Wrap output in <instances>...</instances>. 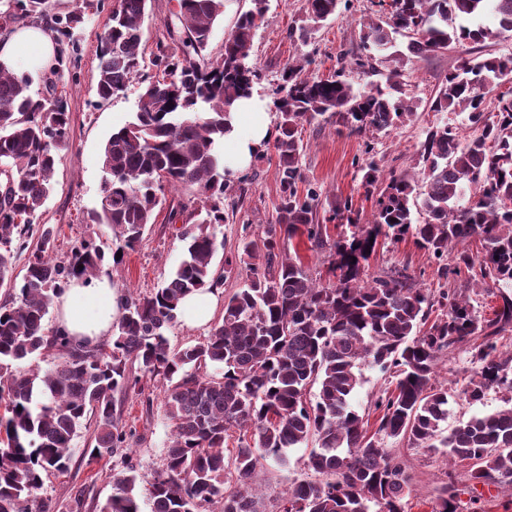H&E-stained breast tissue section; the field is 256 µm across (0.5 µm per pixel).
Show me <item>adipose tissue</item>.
Returning <instances> with one entry per match:
<instances>
[{
	"label": "adipose tissue",
	"instance_id": "adipose-tissue-1",
	"mask_svg": "<svg viewBox=\"0 0 512 512\" xmlns=\"http://www.w3.org/2000/svg\"><path fill=\"white\" fill-rule=\"evenodd\" d=\"M55 52L54 35L43 25H30L0 39V65L10 70L20 66L31 71L45 70ZM261 106L254 95L241 100L233 114L232 130L224 136L229 146L224 165L232 171L244 170L263 143L276 135ZM120 302L121 296L108 277L90 284L75 278L57 300L58 326L74 343L94 347L111 338Z\"/></svg>",
	"mask_w": 512,
	"mask_h": 512
}]
</instances>
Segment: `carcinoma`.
Listing matches in <instances>:
<instances>
[{"mask_svg": "<svg viewBox=\"0 0 512 512\" xmlns=\"http://www.w3.org/2000/svg\"><path fill=\"white\" fill-rule=\"evenodd\" d=\"M390 11L362 23L361 69L384 63L388 90H356L342 71H310L311 61L288 65L277 88V130L272 148L280 183L275 219L243 236L241 248L214 268L222 243L215 226L230 219L233 198L224 179L218 145L230 131L234 104L250 97L259 74L251 61L253 39L266 0H252L224 39L220 55L205 54L224 0H177L185 38L177 52L156 43L152 64L163 68L148 82L137 111L112 133L102 150L104 180L88 223L112 232V254L133 248L167 202L166 193L195 189L170 207L179 228L182 259L147 296H124L112 339L95 348L69 344L48 328L57 298L81 277L91 281L105 258L83 239L65 260L55 258L57 230L35 219L55 185L58 152L68 139L70 112L61 97L36 98L26 76L0 68V512H54L41 496L44 478L64 473L73 441L94 421L91 460L112 461V493L99 512H141L142 478L126 452L129 432L116 408L118 394L145 398L144 377L159 379L171 433L163 464L148 481L150 512H258L252 480L268 461L288 465L289 448L313 443L307 467L315 480L294 481L278 512H404L413 491L407 467L387 450L394 440L410 448L443 451L466 467L472 484L512 492V294L490 315L472 304L469 289L512 287V94L487 98L512 74V54L462 58L445 76L432 103L436 112L461 110L478 135L463 139L446 121L428 128L416 165L422 178L389 173L363 224L353 199L329 203L328 221L353 227L335 240L320 220L322 192L304 182L300 156L303 123L318 118L362 135L389 132L414 115L404 91L403 55L391 51L396 36L417 56L445 53L464 41L483 44L512 33V0H371ZM493 2L496 27L472 24ZM148 0H118L99 37L95 93L108 100L144 69ZM340 0H307L315 26L336 14ZM48 0H4L0 23H35ZM72 20L55 18L63 45L73 44ZM374 144L359 165L362 185L378 180ZM468 204H461L465 195ZM426 214L416 224L413 211ZM410 235L441 263L435 292L421 288L409 268L363 278V263L380 241ZM330 258L335 281L313 277L296 238ZM477 239L481 251L467 247ZM29 257L14 275L18 253ZM456 252L446 264L448 253ZM245 268L241 287L224 296L221 317L201 341L171 346L167 332L178 323L185 297L212 290ZM465 350L473 376L453 390L437 380L440 360ZM54 355L41 369L35 357ZM388 374L369 420L351 405L363 369ZM494 391L504 407L473 415L446 429L450 398L470 404ZM235 448H228L231 433ZM458 475L448 474L438 512H457Z\"/></svg>", "mask_w": 512, "mask_h": 512, "instance_id": "cac0c4a2", "label": "carcinoma"}]
</instances>
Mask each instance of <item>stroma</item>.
Returning a JSON list of instances; mask_svg holds the SVG:
<instances>
[{
	"label": "stroma",
	"mask_w": 512,
	"mask_h": 512,
	"mask_svg": "<svg viewBox=\"0 0 512 512\" xmlns=\"http://www.w3.org/2000/svg\"><path fill=\"white\" fill-rule=\"evenodd\" d=\"M111 3L112 0H49V15L65 17L74 14L79 18L74 28L76 44L68 52L69 57L77 59L78 67L75 75L67 74L56 81L47 71L30 78V91L34 96L52 92L62 94L70 111L69 139L60 152L56 171L58 185L39 217L40 223L59 227L57 254L61 257L69 254L78 240L89 236L95 238L103 251L112 249L110 231L103 226L90 230L86 218L100 199L103 145L112 131L132 119L142 85L140 81H132L124 91L104 102L95 96L98 37L109 22ZM175 11L176 0H149L144 25L146 54H153L160 40L169 47H178L183 33ZM373 14L369 0H350L348 5L338 6L335 16L310 38L302 40L289 37L288 31L305 25V0H268L265 21L253 40L252 58L260 70L255 91L263 100L269 119L277 117L272 101L283 70L288 63L299 59L312 58L315 72L321 75L344 69L346 80L360 90L385 86V74L365 73L353 66L343 68L339 65L341 57L360 54V24ZM509 52L512 53V34L482 46L464 42L445 54L408 56L403 81L415 114L410 121L399 124L389 133H373L375 160L379 167L378 187H385L390 169H412L429 126L451 120L463 126L464 136H472V129L465 126L464 114L433 111L436 91L459 58L479 59L490 53ZM302 137L301 167L306 182L319 187L331 198L352 197L363 219H370L374 200L366 196L361 184L362 174L356 165L364 149L362 137L321 120L305 125ZM276 165L277 160L271 155L252 161L245 173L230 174L239 204L232 223L215 228L218 240L224 243L213 259L215 266H223L225 256L235 253L245 234L260 231L271 220L279 196ZM182 248L175 225L160 219L149 228L135 249L126 252L119 266H112L107 261L101 272L113 280L120 293L144 296L169 276L181 258ZM402 266L416 274L422 287L437 288V261L410 236L379 245L368 261L366 274L371 277ZM152 399L149 406L131 396L119 397L117 403L123 423L133 432L130 440L132 462L145 479L161 467L169 437L161 391H154ZM89 443L88 432H81L74 441L69 471L64 474L55 472L45 479L43 494L53 502L55 512H69L71 500L80 489L86 496L85 512H97L111 492L112 465L106 461L89 462L84 453ZM389 450L406 462L414 478V491L406 500L405 512H433L440 489L447 480L449 460L424 448L410 449L393 443ZM288 457V466L272 464L261 474L260 512H274L278 498L289 483L307 477V449H289Z\"/></svg>",
	"instance_id": "1"
}]
</instances>
